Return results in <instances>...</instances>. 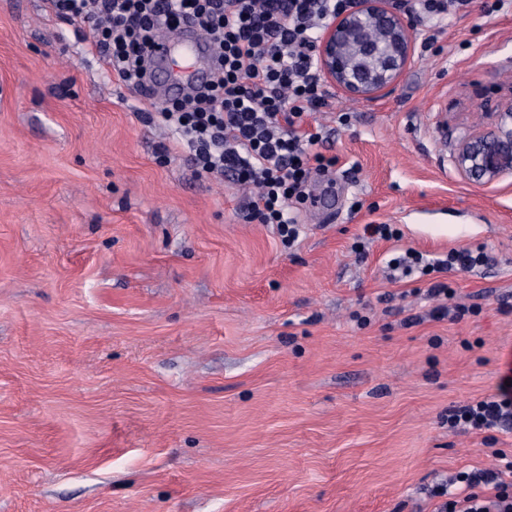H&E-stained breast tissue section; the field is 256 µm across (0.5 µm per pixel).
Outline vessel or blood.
<instances>
[{
  "instance_id": "obj_1",
  "label": "vessel or blood",
  "mask_w": 512,
  "mask_h": 512,
  "mask_svg": "<svg viewBox=\"0 0 512 512\" xmlns=\"http://www.w3.org/2000/svg\"><path fill=\"white\" fill-rule=\"evenodd\" d=\"M178 57L185 65L176 75L159 84L158 92L162 96L179 95L214 75L213 52L197 30H186L174 36L166 32L157 35L152 48L155 69L164 68Z\"/></svg>"
}]
</instances>
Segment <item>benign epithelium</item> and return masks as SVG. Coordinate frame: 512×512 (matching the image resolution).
<instances>
[{"mask_svg":"<svg viewBox=\"0 0 512 512\" xmlns=\"http://www.w3.org/2000/svg\"><path fill=\"white\" fill-rule=\"evenodd\" d=\"M372 29L381 32V44L369 40ZM414 40L412 24L392 0H356L320 31L317 66L337 90L372 100L403 75ZM453 164L464 178L485 186L512 175V99L489 113L482 127L457 138Z\"/></svg>","mask_w":512,"mask_h":512,"instance_id":"obj_1","label":"benign epithelium"}]
</instances>
